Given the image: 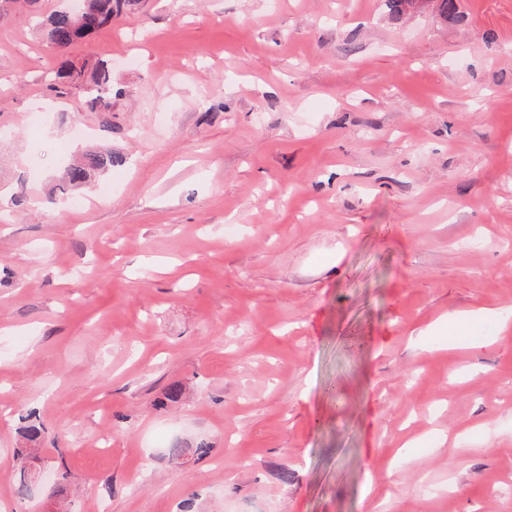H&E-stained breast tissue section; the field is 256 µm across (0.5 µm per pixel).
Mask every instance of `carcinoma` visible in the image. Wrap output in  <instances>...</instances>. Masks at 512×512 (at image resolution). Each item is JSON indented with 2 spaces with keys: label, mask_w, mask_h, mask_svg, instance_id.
I'll return each mask as SVG.
<instances>
[{
  "label": "carcinoma",
  "mask_w": 512,
  "mask_h": 512,
  "mask_svg": "<svg viewBox=\"0 0 512 512\" xmlns=\"http://www.w3.org/2000/svg\"><path fill=\"white\" fill-rule=\"evenodd\" d=\"M87 2L85 13L75 15L69 11H58L50 15L42 27L43 41L62 57L56 72V78L62 83H71L78 75L76 65L68 58L67 52L76 44L93 37L97 31L112 26V20L125 15L126 0ZM387 6L396 16L431 9L446 20L458 13L457 0H387ZM85 93L91 107L101 112L112 110V69L108 64L101 62L97 65L92 83L85 88ZM115 163L111 149L89 150L67 166L63 182L73 187L82 186L92 175L112 169Z\"/></svg>",
  "instance_id": "cac0c4a2"
}]
</instances>
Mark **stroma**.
<instances>
[{
  "mask_svg": "<svg viewBox=\"0 0 512 512\" xmlns=\"http://www.w3.org/2000/svg\"><path fill=\"white\" fill-rule=\"evenodd\" d=\"M65 3L0 0V512H512V0H132L108 112ZM87 11L75 15L70 11H58L50 15L42 27V39L62 57L56 72L61 83H71L78 76L76 65L67 52L76 44L86 42L93 35L112 25V20L126 15V0H87ZM392 14L400 16L423 12L427 9L436 10L440 17L448 21L458 13L457 0H386ZM117 161L113 159L109 148H96L89 150L85 155L67 166L63 182L69 186L79 187L89 181L95 173H103L110 169Z\"/></svg>",
  "mask_w": 512,
  "mask_h": 512,
  "instance_id": "35a3bbf8",
  "label": "stroma"
}]
</instances>
